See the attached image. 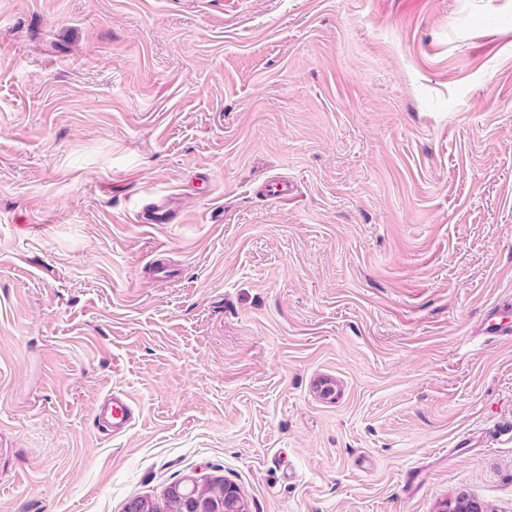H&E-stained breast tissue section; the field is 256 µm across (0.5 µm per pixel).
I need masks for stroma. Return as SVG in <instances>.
I'll return each instance as SVG.
<instances>
[{"label":"stroma","instance_id":"1","mask_svg":"<svg viewBox=\"0 0 512 512\" xmlns=\"http://www.w3.org/2000/svg\"><path fill=\"white\" fill-rule=\"evenodd\" d=\"M509 298L512 0H0V512H512ZM181 213L180 206L169 197H161L143 205L136 214L140 224H175ZM505 308H501L500 306L492 307L488 310L484 324L483 331L486 334H490L493 336H511L512 335V326L508 325V321L505 322L506 319L502 313L505 311ZM499 319V321H498ZM512 337V336H511ZM132 415V403L125 395L112 392L103 398L99 418L105 423L106 434L115 436L125 432L130 425ZM138 512H226L224 502V477L213 476L189 499L172 496L166 489L161 501L137 498L132 501Z\"/></svg>","mask_w":512,"mask_h":512}]
</instances>
